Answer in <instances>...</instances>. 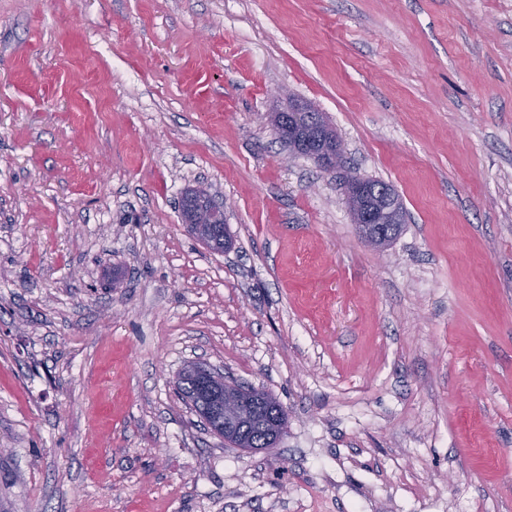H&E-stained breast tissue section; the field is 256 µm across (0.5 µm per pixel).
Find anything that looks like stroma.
Listing matches in <instances>:
<instances>
[{"mask_svg": "<svg viewBox=\"0 0 512 512\" xmlns=\"http://www.w3.org/2000/svg\"><path fill=\"white\" fill-rule=\"evenodd\" d=\"M292 98L401 196L390 246ZM191 361L277 447L211 434ZM0 512H512V0H0ZM288 112H294L288 108L286 111L279 112L278 117L271 123L274 134L286 141L293 143L296 151L303 150L308 156L316 161L322 167L335 166L339 160V149L336 148V142L330 139V129L322 122L310 123L304 140H297L288 134ZM293 151V154L301 155Z\"/></svg>", "mask_w": 512, "mask_h": 512, "instance_id": "1", "label": "stroma"}]
</instances>
